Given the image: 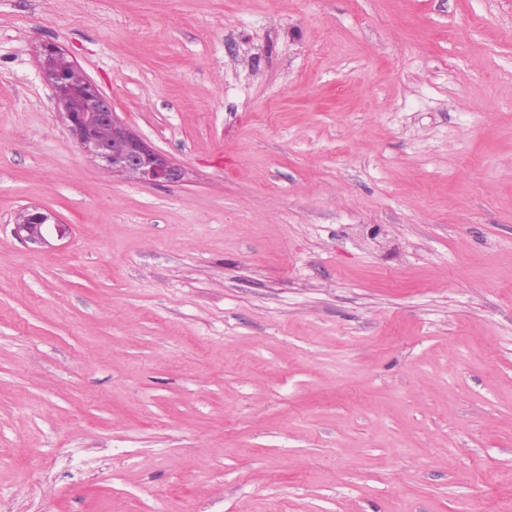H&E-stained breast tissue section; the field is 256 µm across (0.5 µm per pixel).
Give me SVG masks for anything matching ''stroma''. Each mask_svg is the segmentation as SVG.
<instances>
[{
	"instance_id": "stroma-1",
	"label": "stroma",
	"mask_w": 512,
	"mask_h": 512,
	"mask_svg": "<svg viewBox=\"0 0 512 512\" xmlns=\"http://www.w3.org/2000/svg\"><path fill=\"white\" fill-rule=\"evenodd\" d=\"M0 512H512V0H0ZM41 73L55 94L59 113L64 117L67 130L86 154L103 162L106 168L120 170L119 174L137 183L158 184L178 182L182 173L172 161L149 141L134 133L112 108V100L96 84L83 77L75 63L56 44H45L40 52ZM67 60L64 67L62 61ZM69 68L76 70L71 80ZM81 98L84 107L74 111L72 102ZM111 128L114 150L103 148L96 131L101 124ZM53 216L50 213L40 211V208L24 209L16 223L17 232L21 235L25 233V239L33 243L46 244L47 236L52 229L56 231L58 237H63L65 227L58 222L51 223Z\"/></svg>"
}]
</instances>
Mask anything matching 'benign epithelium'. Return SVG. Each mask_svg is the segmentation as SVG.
<instances>
[{
    "mask_svg": "<svg viewBox=\"0 0 512 512\" xmlns=\"http://www.w3.org/2000/svg\"><path fill=\"white\" fill-rule=\"evenodd\" d=\"M40 56L42 77L52 87L67 130L84 153L137 183H175L181 179L180 169L167 155L120 120L112 100L96 84L87 78L79 84L71 80L70 70L76 66L58 45H44ZM51 218L36 207L26 208L16 223L17 232L33 243L45 244L51 231L60 237L65 234L64 225L50 222Z\"/></svg>",
    "mask_w": 512,
    "mask_h": 512,
    "instance_id": "1",
    "label": "benign epithelium"
}]
</instances>
